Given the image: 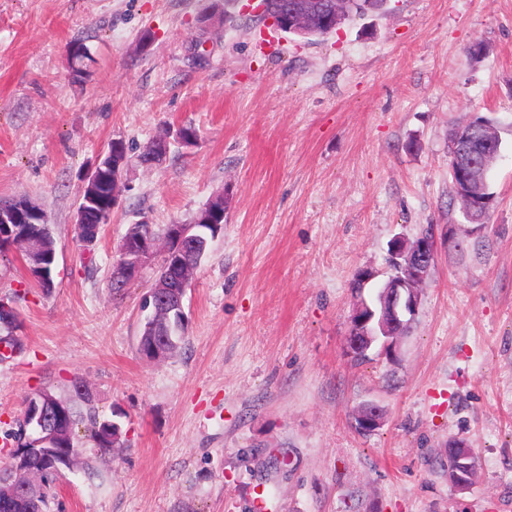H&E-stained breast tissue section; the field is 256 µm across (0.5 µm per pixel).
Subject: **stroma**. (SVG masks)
Returning <instances> with one entry per match:
<instances>
[{
  "mask_svg": "<svg viewBox=\"0 0 512 512\" xmlns=\"http://www.w3.org/2000/svg\"><path fill=\"white\" fill-rule=\"evenodd\" d=\"M91 53L74 76L68 48ZM485 51L472 58L468 48ZM501 137L486 224L449 203L448 132ZM194 126L162 163L139 155ZM128 165L93 249L81 187L113 140ZM228 207L184 301L185 340L141 358L152 257L109 289L132 224ZM26 198L56 240L54 286L0 258L22 349L0 361V469L27 398L80 380L121 426L122 453L64 472L52 512H512V0H388L304 41L224 0H0V200ZM441 240L396 357L347 349L355 277L390 273L393 238ZM459 242H443L446 231ZM385 412L363 433L354 414ZM475 457L448 482V442ZM448 448L455 456L456 461L453 470V459L451 456H448V481L451 479L453 470V476L450 481L451 487L455 491H465L470 488L473 482V478L470 474V464L465 462V460H468L471 456V452L463 443L456 440H449Z\"/></svg>",
  "mask_w": 512,
  "mask_h": 512,
  "instance_id": "stroma-1",
  "label": "stroma"
}]
</instances>
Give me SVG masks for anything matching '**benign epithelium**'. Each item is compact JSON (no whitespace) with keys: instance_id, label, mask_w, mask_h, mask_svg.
Returning a JSON list of instances; mask_svg holds the SVG:
<instances>
[{"instance_id":"benign-epithelium-1","label":"benign epithelium","mask_w":512,"mask_h":512,"mask_svg":"<svg viewBox=\"0 0 512 512\" xmlns=\"http://www.w3.org/2000/svg\"><path fill=\"white\" fill-rule=\"evenodd\" d=\"M348 0H298L290 8L275 15L266 11V3L251 4V10L263 21L273 27L303 35L314 25L332 28L336 20L347 12ZM499 133L496 129L485 126L477 137L466 136L448 142V155L455 158L464 170L463 187L458 200L476 223H482L485 215L481 209L482 200L478 186L487 180L488 170L482 159L497 151ZM127 163L125 146L120 141L112 142V149L100 159L84 179L83 194L85 198L78 206L76 224L89 223L90 208L98 205L97 185L107 177V170H112V205H117L121 192V173ZM226 200L224 193L214 195L199 212L194 224H177L171 237L164 240L153 239L142 232H130L122 240L119 250V263L126 273L137 275L147 260L157 251L169 255L170 277L166 281L164 293L148 294L155 300L152 312L164 310L175 313L180 323H186V313L182 310L183 299L190 286L196 269L186 265L182 255L191 252L197 246L196 230L202 225L224 223ZM42 218V209L27 199L21 203H0V244L14 247L33 262V267H43V261H55L56 252L49 251L36 240L18 231L23 224L32 223L34 218ZM393 253L404 257L403 275L391 277L380 287L382 302L381 313H375L364 300L357 304L351 317V329L348 348L354 355L365 353L377 340H383V351L396 353L401 338V328L405 321L414 319L419 307L421 290L430 275L435 261V238H419L414 244L401 239L393 242ZM61 414L58 410L46 406L36 398L28 405L27 421L30 435L26 447L31 452L53 451L58 455L59 465L71 468L78 463L79 457L72 451L52 446L58 436V423ZM384 419V411L375 404L359 408L354 416L355 426L362 432L377 428ZM449 451L455 454V467L450 481L456 491L470 488L473 478L467 459L471 452L456 440L448 441ZM11 469L14 482L10 489L13 495L21 494L33 480V474L23 466V460L13 456Z\"/></svg>"}]
</instances>
